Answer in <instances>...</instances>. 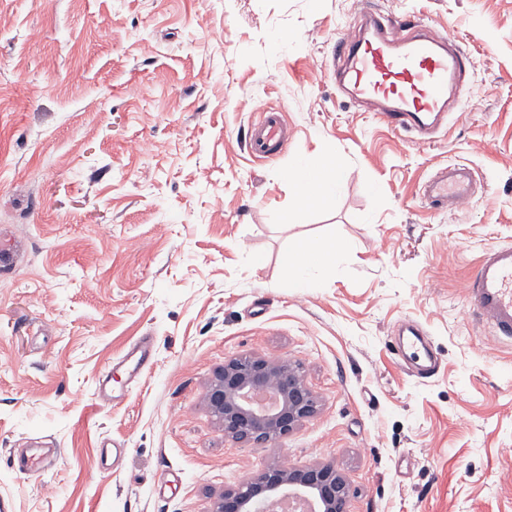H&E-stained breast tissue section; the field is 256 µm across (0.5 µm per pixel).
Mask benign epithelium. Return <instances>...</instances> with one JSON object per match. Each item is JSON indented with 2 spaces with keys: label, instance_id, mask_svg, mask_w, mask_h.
Listing matches in <instances>:
<instances>
[{
  "label": "benign epithelium",
  "instance_id": "obj_1",
  "mask_svg": "<svg viewBox=\"0 0 512 512\" xmlns=\"http://www.w3.org/2000/svg\"><path fill=\"white\" fill-rule=\"evenodd\" d=\"M205 398L224 431V439L241 447L275 443L312 417L319 397L304 382L299 364L257 354L224 361ZM286 491L313 498L319 512H348L351 484L324 465L270 466L224 490L213 512H260Z\"/></svg>",
  "mask_w": 512,
  "mask_h": 512
}]
</instances>
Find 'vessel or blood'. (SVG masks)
Segmentation results:
<instances>
[{"instance_id":"b4317fda","label":"vessel or blood","mask_w":512,"mask_h":512,"mask_svg":"<svg viewBox=\"0 0 512 512\" xmlns=\"http://www.w3.org/2000/svg\"><path fill=\"white\" fill-rule=\"evenodd\" d=\"M335 61L341 91L372 108L381 122L421 142L447 123L448 95L457 90L470 65L464 52L450 47L448 37L426 35L420 20L382 12L372 14L368 24L339 41ZM287 146L285 113L263 110L249 128V154L258 161L270 160ZM474 191L472 172L463 164L437 165L422 186L425 202L440 206L471 200ZM469 292L494 337L512 343V246L484 252ZM402 333L407 342L400 346V355L418 360L420 376L431 375L436 362L425 353L420 330L408 323ZM151 363V341L145 337L128 353L125 371L139 377ZM57 455V449L37 447L14 453L12 459L18 470L36 474Z\"/></svg>"}]
</instances>
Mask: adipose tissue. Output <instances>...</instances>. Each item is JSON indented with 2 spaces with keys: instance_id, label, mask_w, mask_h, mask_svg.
Returning <instances> with one entry per match:
<instances>
[{
  "instance_id": "1",
  "label": "adipose tissue",
  "mask_w": 512,
  "mask_h": 512,
  "mask_svg": "<svg viewBox=\"0 0 512 512\" xmlns=\"http://www.w3.org/2000/svg\"><path fill=\"white\" fill-rule=\"evenodd\" d=\"M293 191L296 213L333 208L347 179L346 169L330 158L297 157L286 174ZM338 243L310 238L301 242L293 258L289 285L308 287L311 270L331 265Z\"/></svg>"
}]
</instances>
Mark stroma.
Wrapping results in <instances>:
<instances>
[{
	"instance_id": "35a3bbf8",
	"label": "stroma",
	"mask_w": 512,
	"mask_h": 512,
	"mask_svg": "<svg viewBox=\"0 0 512 512\" xmlns=\"http://www.w3.org/2000/svg\"><path fill=\"white\" fill-rule=\"evenodd\" d=\"M368 8L471 55L430 142L337 89L336 43ZM271 105L292 133L260 162L245 136ZM321 153L348 170L335 209L280 223L289 165ZM441 162L473 169L468 206L421 200ZM306 238L347 248L297 291ZM496 245H512V0H0V504L211 512L278 463L334 467L350 512H512V344L467 294ZM404 320L438 356L430 377L395 349ZM144 336L152 367L131 380L117 363ZM247 352L300 363L320 406L241 448L205 393ZM40 438L54 464L13 470ZM112 441L125 453L100 470Z\"/></svg>"
}]
</instances>
